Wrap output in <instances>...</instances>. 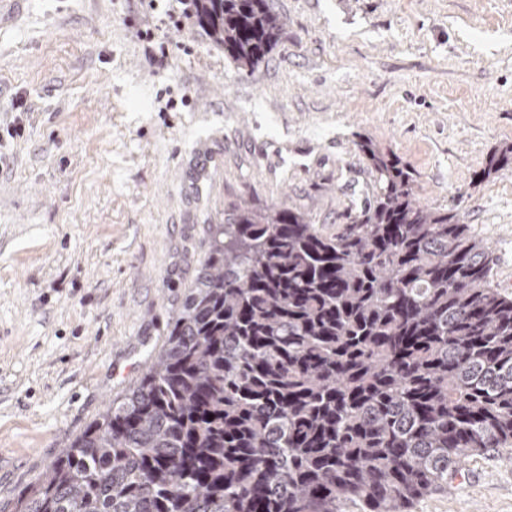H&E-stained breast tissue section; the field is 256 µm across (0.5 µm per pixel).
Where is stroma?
I'll use <instances>...</instances> for the list:
<instances>
[{
  "label": "stroma",
  "instance_id": "35a3bbf8",
  "mask_svg": "<svg viewBox=\"0 0 512 512\" xmlns=\"http://www.w3.org/2000/svg\"><path fill=\"white\" fill-rule=\"evenodd\" d=\"M156 2L0 13V512L166 345L225 209L348 223L362 137L488 243L512 297V170L475 180L512 143V0H274L284 34L249 71L195 20L157 28ZM462 473L407 512H512V447Z\"/></svg>",
  "mask_w": 512,
  "mask_h": 512
}]
</instances>
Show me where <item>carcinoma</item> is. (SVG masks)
<instances>
[{"label": "carcinoma", "instance_id": "1", "mask_svg": "<svg viewBox=\"0 0 512 512\" xmlns=\"http://www.w3.org/2000/svg\"><path fill=\"white\" fill-rule=\"evenodd\" d=\"M246 70L271 0H192ZM371 195L325 233L247 202L209 226L166 347L16 501L15 512H406L512 445V298L490 247L364 137ZM512 167V144L477 180Z\"/></svg>", "mask_w": 512, "mask_h": 512}]
</instances>
